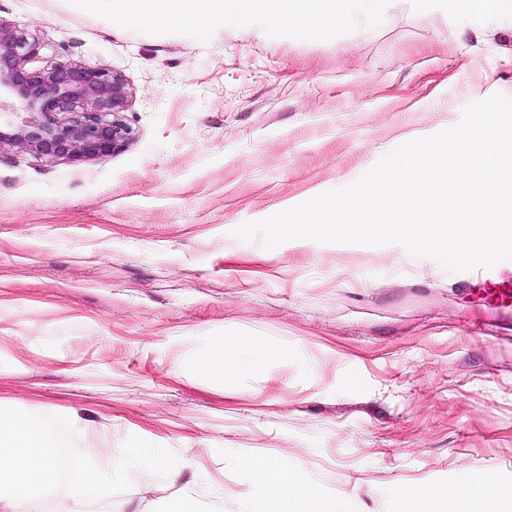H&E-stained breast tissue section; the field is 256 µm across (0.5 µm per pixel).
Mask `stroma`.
<instances>
[{
    "label": "stroma",
    "instance_id": "1",
    "mask_svg": "<svg viewBox=\"0 0 512 512\" xmlns=\"http://www.w3.org/2000/svg\"><path fill=\"white\" fill-rule=\"evenodd\" d=\"M59 60L121 73L133 138L92 160L0 151V407L65 416L101 470L136 435L174 472L133 471L114 512H236L246 459L275 457L355 512L399 483L512 484V310L398 244L233 231L346 186L409 133L512 97V5L473 19L382 0L320 38L227 10L201 31L127 29L74 0H0ZM284 346L236 384L197 375L218 336Z\"/></svg>",
    "mask_w": 512,
    "mask_h": 512
}]
</instances>
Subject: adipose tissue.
<instances>
[{
    "label": "adipose tissue",
    "mask_w": 512,
    "mask_h": 512,
    "mask_svg": "<svg viewBox=\"0 0 512 512\" xmlns=\"http://www.w3.org/2000/svg\"><path fill=\"white\" fill-rule=\"evenodd\" d=\"M90 14H107L115 22L157 24L181 22L203 30L223 20L225 0H79ZM380 0H241L246 15L255 20L288 25L313 37L323 36L331 17L353 12H377ZM285 350L273 348L249 336L221 337L211 342L206 361L196 366L198 375L225 385L238 382L250 363L277 360ZM244 470L254 488L242 498L237 512H352L348 501L324 496L304 472L289 473L270 458L248 460ZM390 494L396 512H446L455 504L459 512H501L503 502L512 503V485L486 474H467L451 488L398 484Z\"/></svg>",
    "instance_id": "1"
}]
</instances>
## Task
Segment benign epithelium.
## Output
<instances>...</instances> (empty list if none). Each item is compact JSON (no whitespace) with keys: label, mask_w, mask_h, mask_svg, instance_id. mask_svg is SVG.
Masks as SVG:
<instances>
[{"label":"benign epithelium","mask_w":512,"mask_h":512,"mask_svg":"<svg viewBox=\"0 0 512 512\" xmlns=\"http://www.w3.org/2000/svg\"><path fill=\"white\" fill-rule=\"evenodd\" d=\"M43 48L30 34L0 22V112L14 106L21 124L0 126V150L36 158L95 159L125 149L132 130L122 119L127 83L108 69L58 61L30 68Z\"/></svg>","instance_id":"1"}]
</instances>
